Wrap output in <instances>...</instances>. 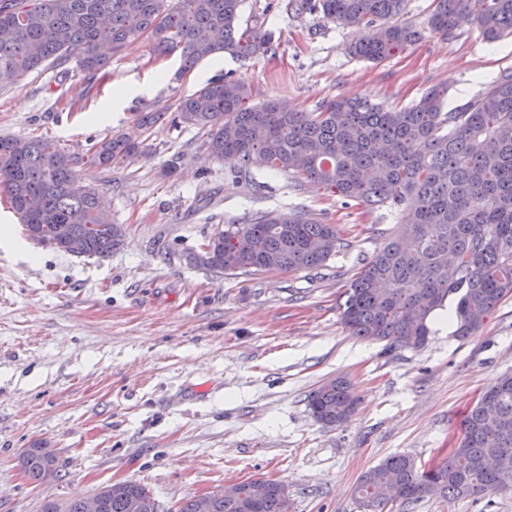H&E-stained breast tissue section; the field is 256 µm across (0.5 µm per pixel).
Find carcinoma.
<instances>
[{"label":"carcinoma","mask_w":512,"mask_h":512,"mask_svg":"<svg viewBox=\"0 0 512 512\" xmlns=\"http://www.w3.org/2000/svg\"><path fill=\"white\" fill-rule=\"evenodd\" d=\"M407 0H304L300 8L341 28H377L351 42L350 55L381 62L419 39L401 21ZM427 25L450 35L461 22L478 26L488 42L512 36V0H434ZM241 0H0V72L24 76L48 68L67 78L70 61L88 80L111 56L146 37L153 52L180 53L182 70L228 53L247 60L271 50V35L239 24ZM244 80L217 78L176 103L137 113L144 132L167 122L206 132L211 155L235 181L254 170L282 173L301 191L318 185L372 210L399 215L385 242L349 284L342 319L351 335L390 349L418 348L430 335L434 312L452 305L456 334L469 336L484 317L512 297V72L472 100L444 111V92L385 108L364 98H338L314 112L273 99L250 103ZM144 152L143 143L109 133L81 155L49 138L0 135V193L20 215L31 241L77 257H107L121 248L125 228L112 222L96 189L77 168L113 170ZM341 243L336 225L304 210L256 212L216 229L189 264L224 275L313 271L326 266ZM462 422L448 458L419 469L393 455L365 471L355 488L363 512H383L381 495L395 484L401 499L429 494L446 499L484 497L512 487V374L486 387ZM359 404L347 381L334 378L308 399L312 417L327 427ZM28 478L59 477L58 457L22 455ZM150 490L136 482L110 486L103 512H156ZM285 487L253 479L240 495L213 498L208 512H285ZM42 512H86L84 498L47 499Z\"/></svg>","instance_id":"obj_1"}]
</instances>
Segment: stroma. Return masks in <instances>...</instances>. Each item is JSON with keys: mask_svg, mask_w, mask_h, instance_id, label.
Instances as JSON below:
<instances>
[{"mask_svg": "<svg viewBox=\"0 0 512 512\" xmlns=\"http://www.w3.org/2000/svg\"><path fill=\"white\" fill-rule=\"evenodd\" d=\"M432 8L408 0L403 20L421 37L379 63L347 53L358 31L292 0H242L241 23L272 35L267 54L219 53L183 74L178 54L155 55L142 40L112 57L84 97L75 69L66 80L54 68L0 78L2 135L49 136L80 154L118 131L146 147L127 166L78 171L126 230L106 258L33 244L0 195V226L20 244L0 247V512H40L44 498L124 481L177 512L189 497L255 478L282 483L290 512H360L354 489L364 471L398 454L428 467L457 447L477 395L512 372V298L467 337L444 309L418 349L353 337L341 318L345 290L395 224L390 212L343 208L314 185L290 193L283 175L265 170L263 189L232 181L198 129L167 124L147 137L136 123L138 112L175 105L219 77L303 111L355 95L400 108L434 87L454 109L512 71V38L487 43L466 22L432 33ZM101 112L108 120L97 121ZM173 160L176 174L163 177ZM295 207L337 225L345 242L320 271L219 277L186 264L216 226ZM336 377L361 403L326 427L311 417L308 395ZM36 444L63 464L40 486L21 466ZM387 512H512V490L400 500Z\"/></svg>", "mask_w": 512, "mask_h": 512, "instance_id": "obj_1", "label": "stroma"}]
</instances>
